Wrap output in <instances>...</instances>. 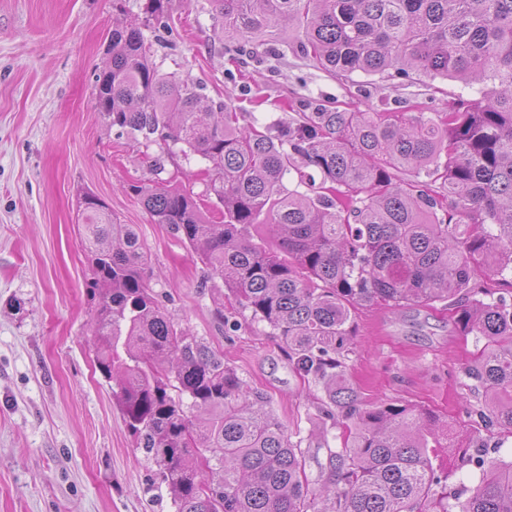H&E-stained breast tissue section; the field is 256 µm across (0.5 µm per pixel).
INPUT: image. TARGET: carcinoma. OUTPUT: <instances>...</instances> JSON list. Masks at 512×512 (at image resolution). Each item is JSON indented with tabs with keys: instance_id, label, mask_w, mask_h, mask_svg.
Returning a JSON list of instances; mask_svg holds the SVG:
<instances>
[{
	"instance_id": "1",
	"label": "carcinoma",
	"mask_w": 512,
	"mask_h": 512,
	"mask_svg": "<svg viewBox=\"0 0 512 512\" xmlns=\"http://www.w3.org/2000/svg\"><path fill=\"white\" fill-rule=\"evenodd\" d=\"M211 2L221 41L285 24L291 49L335 78L418 72L492 89L446 112L319 107L260 131L203 85L160 76L139 24L112 30L95 80L104 123L205 160L221 220L171 181L141 186L144 208L322 383L325 416L343 428L316 491L266 397L160 304L135 226L83 193L95 363L176 512H512V461L498 447L461 456L480 480L450 496L436 489L431 413L366 403L344 377L360 309L441 304L484 340L462 368L485 397L475 416L512 434V0ZM316 173L317 194L300 191ZM487 273L491 288L476 283Z\"/></svg>"
}]
</instances>
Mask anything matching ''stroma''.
<instances>
[{"label": "stroma", "instance_id": "stroma-1", "mask_svg": "<svg viewBox=\"0 0 512 512\" xmlns=\"http://www.w3.org/2000/svg\"><path fill=\"white\" fill-rule=\"evenodd\" d=\"M145 0H0V512H175L157 466L135 440L95 365L87 299L89 258L77 222L89 190L150 257V285L172 319L222 352L306 453L317 480L341 430L325 418L320 383L301 376L268 328L238 308L219 277L169 227L153 223L132 187L171 180L193 190L206 217L205 163L117 137L98 109L95 78L116 22L143 19ZM167 25L142 29L161 74L203 82L209 98L263 127L301 101L351 110L439 112L480 98L457 80L339 79L310 65L280 32L273 49L229 60L209 0H169ZM345 374L368 401L407 403L447 421L452 450L434 466L448 489L475 486L457 448L486 439L471 412L482 401L461 366L476 352L447 314L412 305L371 306L356 321Z\"/></svg>", "mask_w": 512, "mask_h": 512}]
</instances>
